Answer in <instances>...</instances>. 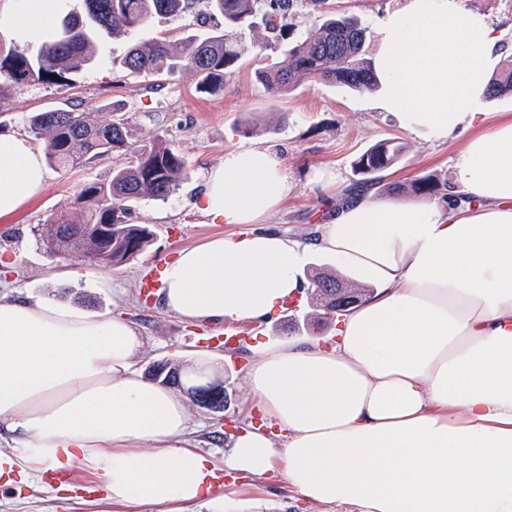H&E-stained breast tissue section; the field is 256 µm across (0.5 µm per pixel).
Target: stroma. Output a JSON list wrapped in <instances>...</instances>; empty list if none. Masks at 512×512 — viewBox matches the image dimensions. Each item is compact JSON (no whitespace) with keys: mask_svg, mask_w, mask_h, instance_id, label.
I'll return each mask as SVG.
<instances>
[{"mask_svg":"<svg viewBox=\"0 0 512 512\" xmlns=\"http://www.w3.org/2000/svg\"><path fill=\"white\" fill-rule=\"evenodd\" d=\"M337 14L358 19L366 26L365 52L374 56L379 47L380 26L405 0H332ZM316 21L308 0H296L281 19L282 33L268 30L255 20L247 28L245 55L226 78L219 94L199 92L194 78L176 75L153 85L114 66L129 41L164 36L178 42L199 31L220 30L222 17L195 8L184 14L155 21L132 33L130 39H105L91 65L71 85L31 83L0 93V130L27 134L26 118L34 112L81 104L97 107L107 103L123 106L137 139L146 141L157 133L179 147L185 161L180 184L167 200L145 199L131 206L133 222L149 227L153 234L148 249L116 268L82 264L80 259L49 255L43 243L42 226L63 207L74 203L81 187L104 177L114 165L123 163L115 153L97 165L70 171L48 169L42 189L19 212L0 218V296L16 298L41 294L87 311H110L127 320L143 341L132 369L145 374L149 366L169 361L186 370H201L205 380L227 381L232 400L224 413L216 414L184 403L189 417L186 439L200 453L221 459L227 435L251 425L276 434L277 428L264 418L247 383V372L260 349L284 339L301 346L332 347L338 321L313 326L308 296L298 297L289 309H280L262 321L236 323H190L165 311L160 299H147L139 282L149 265H166L183 249L210 238L244 232L241 224L216 223L201 206L203 177L208 168L237 148H262L284 161L288 194L262 223L264 230L311 246L320 226L352 188L357 176L353 162L369 146L402 139V161L386 171L384 187L374 188L378 198H412L411 182L423 175L436 176L447 186L459 150L458 142L428 140L401 128L390 113L373 104L372 92L311 79H296L291 91L269 94L257 80L258 70L281 62L288 44L303 39ZM334 177L329 191L314 182L318 173ZM395 193H388V185ZM82 267L80 280H61L55 273L66 267ZM244 332L245 340L234 350L224 346L229 327ZM74 493L57 491L53 477L32 474L23 482H6L0 476V512H131L130 507L107 501L96 488V479L84 464L69 474Z\"/></svg>","mask_w":512,"mask_h":512,"instance_id":"1","label":"stroma"}]
</instances>
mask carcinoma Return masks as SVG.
<instances>
[{
	"label": "carcinoma",
	"instance_id": "1",
	"mask_svg": "<svg viewBox=\"0 0 512 512\" xmlns=\"http://www.w3.org/2000/svg\"><path fill=\"white\" fill-rule=\"evenodd\" d=\"M80 11H70L56 26V37L43 41L36 52L4 47L0 39V92L30 83L67 86L72 77L95 59L105 36H126L155 18L184 13L198 4L211 15L224 18V29L192 35L179 44L163 37L129 43L113 64L138 78L188 74L204 92L224 90V79L245 52L242 30L249 19L263 10L271 27L290 8V0H82ZM366 28L358 20L321 13L307 36L289 46L285 59L258 72L257 79L276 96L292 89L303 76L327 84L364 92L375 89L371 62L365 57ZM512 93V60H504L490 80L489 100ZM122 107L110 112L56 109L36 112L28 119L30 132L43 143L46 163L56 169L85 168L114 152L129 156L107 176L83 186L76 205L60 212L46 224L45 245L55 257H78L92 265L119 266L142 254L150 245V230L127 222L129 203L150 198L166 200L175 192L184 173L183 157L163 134L148 143L135 139ZM403 153L401 142L386 140L363 152L356 170L363 175L360 186L380 184V173L394 166ZM431 175L414 180L412 191L425 197L437 192ZM112 225L109 238L96 236V226ZM362 300L336 274L311 275V303L321 315H337L349 308L336 303V296Z\"/></svg>",
	"mask_w": 512,
	"mask_h": 512
}]
</instances>
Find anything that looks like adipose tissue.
Segmentation results:
<instances>
[{
  "label": "adipose tissue",
  "mask_w": 512,
  "mask_h": 512,
  "mask_svg": "<svg viewBox=\"0 0 512 512\" xmlns=\"http://www.w3.org/2000/svg\"><path fill=\"white\" fill-rule=\"evenodd\" d=\"M70 0H6L0 28L53 37ZM504 49L487 17L458 0H408L380 30L376 103L405 130L463 136L448 203L345 198L313 246L260 230L288 193L284 164L234 149L207 170L204 212L254 232L183 250L162 303L191 322L268 318L301 296L309 248L377 285L331 349L261 350L247 382L284 438L244 428L224 444L231 488L180 442L181 398L142 379L131 325L39 295L0 298V475L89 464L107 500L167 512H271L240 480L279 473L327 512H512V114L475 128ZM46 179L44 157L0 130V218ZM475 197L456 204L457 194Z\"/></svg>",
  "instance_id": "obj_1"
}]
</instances>
